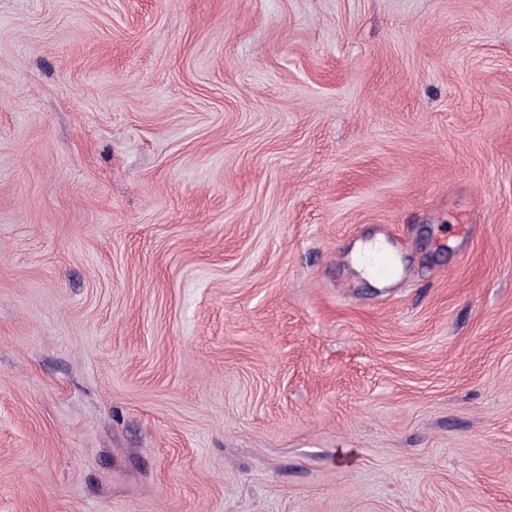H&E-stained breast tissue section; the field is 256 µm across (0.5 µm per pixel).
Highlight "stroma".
<instances>
[{"label":"stroma","mask_w":512,"mask_h":512,"mask_svg":"<svg viewBox=\"0 0 512 512\" xmlns=\"http://www.w3.org/2000/svg\"><path fill=\"white\" fill-rule=\"evenodd\" d=\"M0 512H512V0H0Z\"/></svg>","instance_id":"35a3bbf8"}]
</instances>
